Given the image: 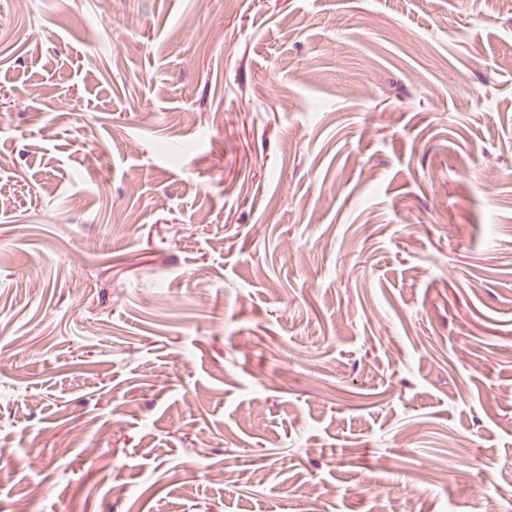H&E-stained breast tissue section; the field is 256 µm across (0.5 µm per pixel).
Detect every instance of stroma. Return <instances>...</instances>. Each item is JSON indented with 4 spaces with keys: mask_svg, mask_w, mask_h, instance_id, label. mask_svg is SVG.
Listing matches in <instances>:
<instances>
[{
    "mask_svg": "<svg viewBox=\"0 0 512 512\" xmlns=\"http://www.w3.org/2000/svg\"><path fill=\"white\" fill-rule=\"evenodd\" d=\"M1 94L0 512H512V0H0Z\"/></svg>",
    "mask_w": 512,
    "mask_h": 512,
    "instance_id": "obj_1",
    "label": "stroma"
}]
</instances>
